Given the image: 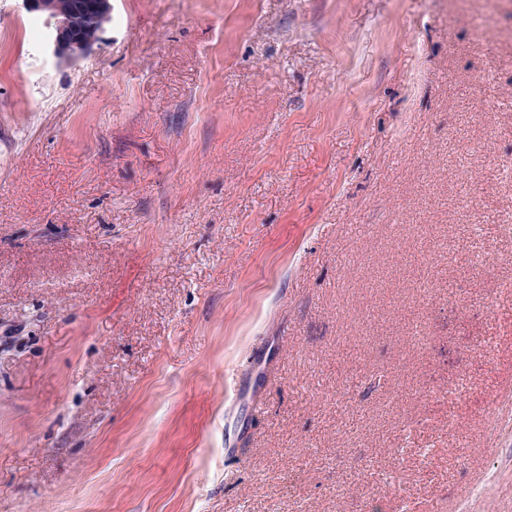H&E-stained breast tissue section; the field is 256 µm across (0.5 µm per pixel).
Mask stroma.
I'll list each match as a JSON object with an SVG mask.
<instances>
[{"instance_id":"obj_1","label":"stroma","mask_w":512,"mask_h":512,"mask_svg":"<svg viewBox=\"0 0 512 512\" xmlns=\"http://www.w3.org/2000/svg\"><path fill=\"white\" fill-rule=\"evenodd\" d=\"M0 0V512H512V0ZM63 13L76 14L75 26L72 29L70 17L51 10L53 0H25L29 10L41 11L44 20L49 22L47 15L52 16L55 23L53 51L58 58L76 59L90 52L93 45L101 39L106 25L112 21V10L109 0H104L108 9L97 7V0H54ZM82 4V5H81ZM72 30V32L70 31ZM72 35L75 40L70 38ZM82 42V43H80ZM84 43V44H83ZM90 45V46H88Z\"/></svg>"}]
</instances>
